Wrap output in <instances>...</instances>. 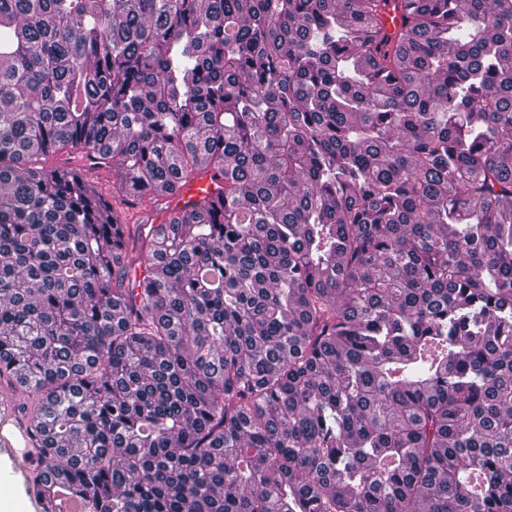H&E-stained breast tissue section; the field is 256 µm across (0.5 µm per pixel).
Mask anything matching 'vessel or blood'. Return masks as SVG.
<instances>
[{"label": "vessel or blood", "mask_w": 512, "mask_h": 512, "mask_svg": "<svg viewBox=\"0 0 512 512\" xmlns=\"http://www.w3.org/2000/svg\"><path fill=\"white\" fill-rule=\"evenodd\" d=\"M217 188L212 183L209 170H202L200 178L183 188L171 198L170 206L174 209L192 205L200 200L203 194H216ZM0 453L9 457L25 455L24 466L4 473L0 478L6 483L31 484L40 474L44 465L38 458V450L28 419L21 417L15 405L0 401Z\"/></svg>", "instance_id": "obj_1"}]
</instances>
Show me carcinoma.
<instances>
[{
  "instance_id": "carcinoma-1",
  "label": "carcinoma",
  "mask_w": 512,
  "mask_h": 512,
  "mask_svg": "<svg viewBox=\"0 0 512 512\" xmlns=\"http://www.w3.org/2000/svg\"><path fill=\"white\" fill-rule=\"evenodd\" d=\"M388 2L0 0L36 500L512 512V0ZM210 167L206 166L201 169V178L190 183L188 187L183 188L177 195L170 199L171 209H182L185 206H190L204 195L202 189H207L209 195H216L218 188L212 183L210 178Z\"/></svg>"
}]
</instances>
